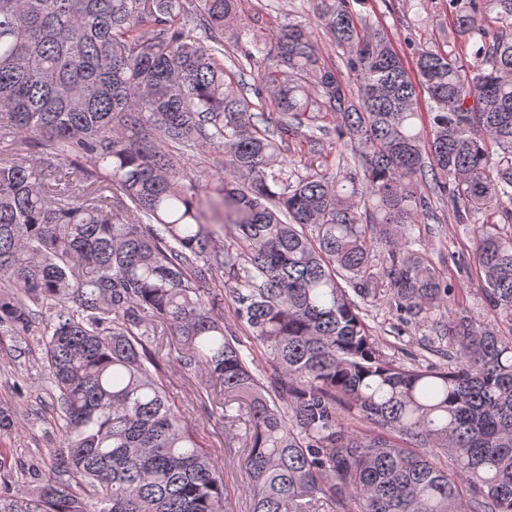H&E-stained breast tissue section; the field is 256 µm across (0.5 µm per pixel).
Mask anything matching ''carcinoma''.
I'll return each instance as SVG.
<instances>
[{"label":"carcinoma","mask_w":512,"mask_h":512,"mask_svg":"<svg viewBox=\"0 0 512 512\" xmlns=\"http://www.w3.org/2000/svg\"><path fill=\"white\" fill-rule=\"evenodd\" d=\"M357 2L320 0L345 80L302 21L262 58L225 52L238 0H0V130L66 164L0 157V328L50 312L63 431L55 475L0 512H239L235 437L219 454L179 411L162 336L244 405L248 512H512V0H448L474 60L417 48L411 70ZM290 139L306 160H277ZM203 146L216 186L176 162ZM438 202L468 226L486 321L413 235ZM353 294L452 363L388 357Z\"/></svg>","instance_id":"carcinoma-1"}]
</instances>
